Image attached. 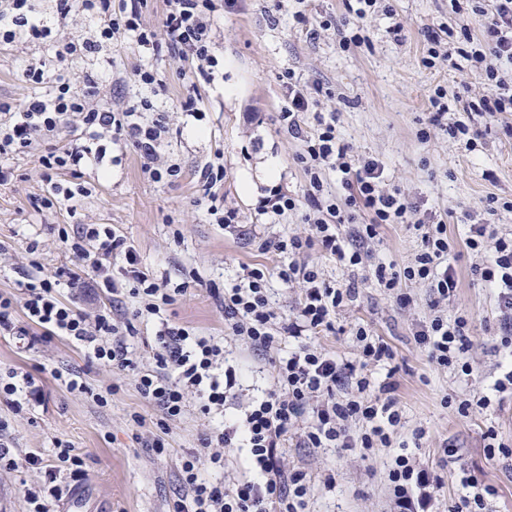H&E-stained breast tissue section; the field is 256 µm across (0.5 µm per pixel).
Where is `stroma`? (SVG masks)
<instances>
[{"instance_id": "1", "label": "stroma", "mask_w": 512, "mask_h": 512, "mask_svg": "<svg viewBox=\"0 0 512 512\" xmlns=\"http://www.w3.org/2000/svg\"><path fill=\"white\" fill-rule=\"evenodd\" d=\"M390 3L393 15L379 11L364 21L372 48L344 52L335 31L312 39L293 18L298 11L312 23L341 17L342 0H287L279 12L272 11L269 0H247L243 10L225 14L217 22L224 84L217 88L200 84L199 111L192 116L178 111L189 85L179 76L177 63L165 57L156 60L166 90L155 96L154 103L170 127L162 151L169 162L180 166V178L173 183L154 182L143 174L132 148L116 147L115 161L107 169L85 168L84 178L94 191L81 208L93 222L112 225L125 235L156 281L171 288L188 286L160 316L136 320L138 334L127 343L141 365H152L151 346L160 320L198 336H223L224 314L213 291L233 282L243 267L266 272L278 313L289 314L301 293L299 286L277 278L278 256L257 249L258 238L308 230L298 214L271 223L255 209L266 188L278 185L297 194L305 180L295 162L301 144L277 121L286 96L281 81L286 70H293L303 82L331 89V96L321 97L318 109L336 112L338 130L354 155L380 159L393 184L426 207L447 213L448 231L454 237L462 235L457 225L461 212L483 208L491 195L512 199V139L492 133L483 148L469 152L439 131L425 140L419 137L430 88L441 84L454 91H482L474 73L445 62L433 69L421 65V30L426 24L451 19L449 0ZM396 21L403 26L398 40L388 32ZM24 60V55L0 48V99L17 104L30 94L21 77ZM218 152L224 155V204L239 217L235 229L210 223L198 204L200 170ZM14 167V180L0 186V244L8 250V268L0 272V293L5 294L16 291V270L30 260L50 270L70 265L71 255L58 230L75 222L66 210L37 209L42 182L31 159L16 160ZM472 262L466 255L459 263V287L448 311L473 315L471 356L482 375L489 376L497 360L488 332L494 306L489 291L473 280ZM407 290L415 303L402 310L381 289L364 285L355 306L340 312L336 321L344 326L362 324L392 346L406 417L402 434L424 430L420 457L439 464L446 477L441 512L458 496L455 475L463 464L479 481L497 488L493 512H512V474L487 461L482 448V434L489 426L495 427L499 440L512 444V400L467 418L442 405L444 396L465 397L470 386L464 378L431 364L416 347L412 328L429 314L428 290L417 283ZM230 363L238 385L228 407L246 403L273 383L269 356L240 345ZM55 368L81 371L91 388L112 384L116 391L107 405H98L56 381L51 375ZM12 370L33 374L39 392L17 407L0 401V420L8 423L0 439L20 457L31 452L51 455L58 441L83 455L85 474L73 492L78 501L73 512H169L181 494L182 457L197 448L202 433L219 425L218 419L202 415L196 402H189L184 416L170 425L167 452L159 455L145 442L157 434L160 414L140 396L131 377L88 364L61 338L30 346L19 337L0 335V377ZM136 412L144 418L143 427L130 422ZM446 442L457 446V456H443L441 446ZM387 462L383 452L364 461L338 448L312 455L292 444L283 455L285 467L304 470L314 482L323 470L336 472L335 488L316 492L311 512H388ZM26 482L45 486V474L37 469L22 475L0 470V512H29L22 490Z\"/></svg>"}]
</instances>
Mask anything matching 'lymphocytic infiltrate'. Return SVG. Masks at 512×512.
Wrapping results in <instances>:
<instances>
[{
    "label": "lymphocytic infiltrate",
    "mask_w": 512,
    "mask_h": 512,
    "mask_svg": "<svg viewBox=\"0 0 512 512\" xmlns=\"http://www.w3.org/2000/svg\"><path fill=\"white\" fill-rule=\"evenodd\" d=\"M165 3L162 21L155 26L146 20L148 0H53L48 21L39 16L38 0H0V45L45 42L53 53L49 61L28 59L22 77L31 87L30 96L19 104L0 102L1 186L14 178L13 159L30 158L43 183V207L77 214L92 193L82 178L83 168L91 161L104 165L108 147L120 144L138 153L142 170L151 180L178 178L179 167L167 163L160 153L168 127L147 117L154 109L152 93L166 88L154 64L138 65L132 77H119L118 85L133 82L139 93L122 97L112 106L100 102L98 72L87 70L73 80L62 71L71 61L131 39L153 56L181 62L182 77L214 84L224 74V59L216 51L215 23L224 13L242 10L244 0ZM378 3L345 0L346 15L337 28L340 48L369 43L362 21L376 11ZM450 6L456 16L454 26L441 22L422 29L421 62L432 68L443 60L456 69L475 72L484 91L465 98L435 85L428 94L427 125L471 151L485 139L497 114L512 112V0H450ZM82 19L94 24L89 35H65L70 23ZM52 61L57 71L49 70ZM283 77L287 104L279 121L302 143L295 161L305 184L298 195L275 190L260 200L258 210L274 217L301 212L309 229L263 240L260 249L279 255L278 278L288 285L300 284L301 297L291 314L277 315L265 272L247 267L225 288L219 302L230 340L260 352L278 349L285 342L288 353L273 362L272 388L249 401L221 430L202 434L199 450L183 457L179 475L183 492L172 512H309L312 486L306 472L285 469L282 463V450L291 438L301 448H343L363 460L376 450L393 449L386 474L390 512H437L443 475L421 463L408 442L396 439L404 421L392 347L364 326L338 325L336 315L357 301L362 284L381 288L402 309L412 302L411 296L401 293L402 284H422L429 293V315L416 326V346L437 367L473 379V318L466 312L448 315L445 307L457 291L463 253L477 256L470 272L495 299L493 337L499 359L490 387L471 390L456 412L468 417L489 409L493 401H504L512 394V232L490 223L489 217L501 209L512 211V200L488 197L482 218L463 212L466 235L456 241L443 216L422 209L401 189L389 185L381 163L356 160L336 128L335 113L316 109L322 86L300 84L289 70ZM309 114L316 121L311 129L305 122ZM332 173L339 181L335 191L328 185ZM200 179L211 222L237 223L236 211L224 205L223 156L207 162ZM389 224L406 225L416 239L405 265L372 260V248ZM59 234L73 266L48 272L39 262L30 261L18 282V294H0V331L20 334L16 315L21 312L42 335L67 339L89 362L131 374L140 396L160 413V433L148 442L156 453L165 451L163 432L184 414L189 393L197 394L202 414L223 413L227 394L237 382L235 370L224 366V343L164 322L155 332L152 367L139 368L125 342L136 333L129 319L108 307L87 313L64 301L60 291L80 284L114 295L122 281L137 299L141 316L159 315L162 307L174 302V292L155 281L135 248L109 225L80 223L71 231L60 229ZM316 253L347 270L348 283L325 278L312 259ZM323 332L349 334L354 358L321 348L316 338ZM237 448L247 451L243 475L215 481L202 478V461L223 469V450ZM44 464L49 467L47 492L25 491L33 512H55V502L69 492L59 482L61 474L74 480L82 477L84 460L63 442L57 443L48 463L35 454L15 458L0 443L1 469L17 471Z\"/></svg>",
    "instance_id": "1"
}]
</instances>
